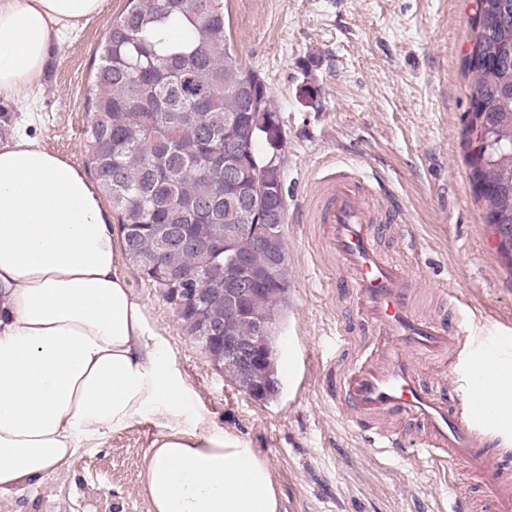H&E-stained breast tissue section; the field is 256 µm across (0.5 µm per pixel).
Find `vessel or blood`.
<instances>
[{
	"mask_svg": "<svg viewBox=\"0 0 512 512\" xmlns=\"http://www.w3.org/2000/svg\"><path fill=\"white\" fill-rule=\"evenodd\" d=\"M381 187L348 164L320 178L304 219L325 225L331 250L348 274L356 311L372 325L374 338L338 380L334 397L355 422L400 414L426 430L421 453L445 475L461 464L475 474L496 512H512V478L498 466L512 456V399L495 398L492 386L512 363V336L470 339L462 323L447 324L415 309L410 272L389 261L376 246L379 223L396 224V208L378 217L371 203ZM430 360L444 371L425 385L417 361ZM461 396L446 399L449 379Z\"/></svg>",
	"mask_w": 512,
	"mask_h": 512,
	"instance_id": "1",
	"label": "vessel or blood"
}]
</instances>
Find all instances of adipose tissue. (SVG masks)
Here are the masks:
<instances>
[{
  "mask_svg": "<svg viewBox=\"0 0 512 512\" xmlns=\"http://www.w3.org/2000/svg\"><path fill=\"white\" fill-rule=\"evenodd\" d=\"M105 0H0V93L25 105L64 31ZM96 184L25 138L0 143V495L136 424L151 512H278L259 453L216 428L118 262Z\"/></svg>",
  "mask_w": 512,
  "mask_h": 512,
  "instance_id": "ef3b65f1",
  "label": "adipose tissue"
}]
</instances>
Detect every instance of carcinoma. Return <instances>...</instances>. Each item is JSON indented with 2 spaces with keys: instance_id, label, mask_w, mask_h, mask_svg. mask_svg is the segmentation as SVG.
Instances as JSON below:
<instances>
[{
  "instance_id": "carcinoma-1",
  "label": "carcinoma",
  "mask_w": 512,
  "mask_h": 512,
  "mask_svg": "<svg viewBox=\"0 0 512 512\" xmlns=\"http://www.w3.org/2000/svg\"><path fill=\"white\" fill-rule=\"evenodd\" d=\"M486 19L468 22V38L487 57L464 67L470 103L463 148L476 200L512 269V0H479ZM181 26L186 38L166 45L161 34ZM101 64L87 90V163L112 203L126 255L159 290L188 335L211 356L224 349L207 332L219 324L251 335L248 321L224 306V254L203 255L195 237L226 224H262L277 211L285 223L283 181L266 185L247 216L243 198L259 184L260 168L280 158L285 131L269 96L252 104L257 75L231 50L223 0H127L98 47ZM240 151L226 152V144ZM236 186L224 187V167ZM235 249L256 268L270 252H286L284 236L260 248L248 235ZM287 289L268 280L255 286L248 309L278 317ZM276 352L254 374L256 386L278 383Z\"/></svg>"
}]
</instances>
